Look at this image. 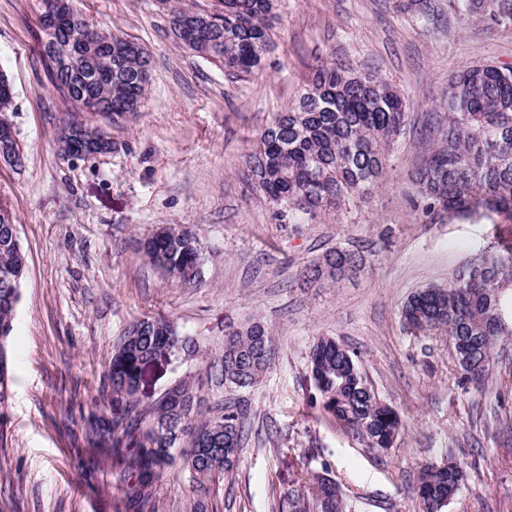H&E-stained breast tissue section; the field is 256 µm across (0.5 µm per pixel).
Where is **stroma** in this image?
Here are the masks:
<instances>
[{"label":"stroma","mask_w":512,"mask_h":512,"mask_svg":"<svg viewBox=\"0 0 512 512\" xmlns=\"http://www.w3.org/2000/svg\"><path fill=\"white\" fill-rule=\"evenodd\" d=\"M75 5L148 49L151 76L142 111L79 116L104 128L116 152L67 162L53 136L68 106L41 56L37 0H0V69L13 84L8 118L24 152L22 166L0 164V207L27 257L8 346L0 512H123L120 471H89L79 417L93 408L113 345L145 316L174 320L197 344L147 368L146 405L181 381L208 402L224 399L207 363L226 326L258 318L275 340L273 369L240 394L249 434L238 469L210 498L214 512H278L280 490L324 462L354 512H421V466L449 457L468 478L447 512H512V336L478 390L460 383L445 337L408 335L400 320L412 291L512 244V220L425 212L412 183L444 120L449 78L476 62L512 66V26L463 17L453 0H280L262 69L231 78L172 37L153 0ZM325 63L401 88L408 122L371 196L337 215H283L252 191L248 156ZM169 224L191 227L204 249L187 284L165 277L140 246ZM334 248L363 254L362 272L301 286L299 271ZM322 335L357 353L368 384L401 416L389 452L365 448L313 403L308 353ZM195 500L174 470L157 512H193Z\"/></svg>","instance_id":"obj_1"}]
</instances>
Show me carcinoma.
Returning a JSON list of instances; mask_svg holds the SVG:
<instances>
[{
  "instance_id": "carcinoma-1",
  "label": "carcinoma",
  "mask_w": 512,
  "mask_h": 512,
  "mask_svg": "<svg viewBox=\"0 0 512 512\" xmlns=\"http://www.w3.org/2000/svg\"><path fill=\"white\" fill-rule=\"evenodd\" d=\"M223 18L209 24L199 57L240 78L260 69L270 46V22L277 0H220ZM466 17L489 16L512 26V0H455ZM195 10L170 4L171 31L194 21ZM78 12L64 30L42 28L44 58L54 87L72 110L81 100L65 89L80 85L114 115L139 112L150 80L147 50L122 35L112 43L84 40ZM11 81L0 70V113L13 111ZM448 124L423 159L415 195L437 213L467 217L476 209L512 218V68L468 65L448 80L442 98ZM410 103L387 79L341 66H320L300 96L277 113L250 156L253 188L272 203L317 215L339 211L382 184L388 155L407 120ZM86 131L55 132L59 153L71 150L103 155L115 149L107 139H89ZM150 264L174 281L197 278L202 265L200 240L191 230L160 228L144 248ZM354 252L333 250L301 271L308 282L338 283L360 264ZM26 255L12 214L0 210V339H8L16 308L11 305L23 280ZM403 330L412 336H446L460 380L480 387L489 373L502 336L512 335V251L480 252L448 284L414 291L401 308ZM192 347L178 327L162 317L132 322L113 346L95 411L85 424L89 447L112 459L123 472L124 512H154L159 482L173 462L167 449L183 448L180 470L193 491L207 497L213 485L238 465L247 408L238 397L203 412L199 394L179 382L155 403L139 398L142 369L168 349ZM358 355L331 336L312 345L309 379L323 410L340 428L367 448L393 447L401 428L398 413L367 386ZM275 360L272 336L254 320L224 338L208 368L232 391L257 386ZM7 348L0 345V425L9 398ZM323 462L306 482L279 493L280 512H351L347 494L328 489L334 482ZM466 477L462 463L427 465L419 470L416 492L422 512H442Z\"/></svg>"
}]
</instances>
